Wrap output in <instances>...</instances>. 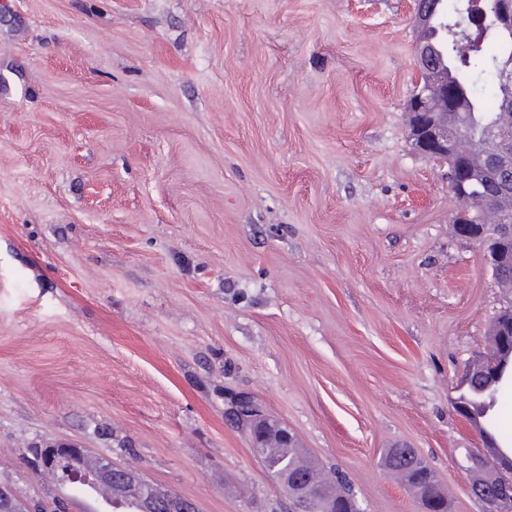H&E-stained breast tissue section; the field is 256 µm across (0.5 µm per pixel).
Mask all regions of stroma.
I'll return each mask as SVG.
<instances>
[{"label":"stroma","mask_w":512,"mask_h":512,"mask_svg":"<svg viewBox=\"0 0 512 512\" xmlns=\"http://www.w3.org/2000/svg\"><path fill=\"white\" fill-rule=\"evenodd\" d=\"M0 484L53 512L32 440L78 442L199 512H288L246 392L362 512H451L465 366L512 307L408 140L413 0H5ZM412 449V454L418 455ZM397 446L383 454L384 467L416 498L420 495L432 500L434 512H449L448 494L441 488L435 473L421 459L403 460Z\"/></svg>","instance_id":"stroma-1"}]
</instances>
